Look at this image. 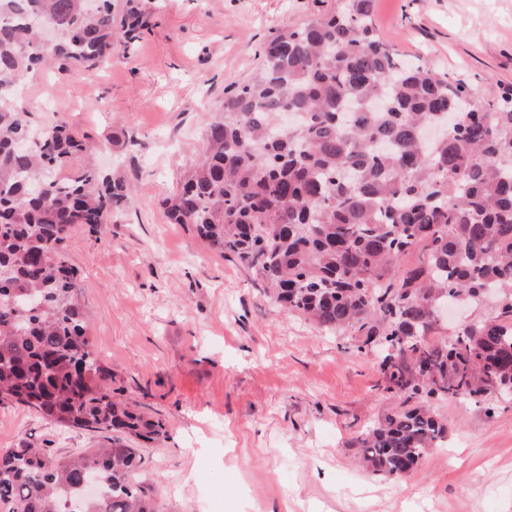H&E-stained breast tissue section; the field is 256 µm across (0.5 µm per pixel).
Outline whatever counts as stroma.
Instances as JSON below:
<instances>
[{"instance_id": "1", "label": "stroma", "mask_w": 512, "mask_h": 512, "mask_svg": "<svg viewBox=\"0 0 512 512\" xmlns=\"http://www.w3.org/2000/svg\"><path fill=\"white\" fill-rule=\"evenodd\" d=\"M344 3L112 0L115 16L132 4L150 26L111 65L23 81L32 126L87 134L102 172L134 190L99 230L74 225L65 252L113 389L165 426L131 442L160 512H512V398L436 402L447 447L406 476L374 475L348 443L387 407L375 352L272 307L249 271L161 204L208 111L252 81L264 45ZM373 19L403 59L472 84L483 102L512 91V0H374ZM107 438L0 404V450L29 441L75 456Z\"/></svg>"}]
</instances>
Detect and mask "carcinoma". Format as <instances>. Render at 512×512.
<instances>
[{"mask_svg":"<svg viewBox=\"0 0 512 512\" xmlns=\"http://www.w3.org/2000/svg\"><path fill=\"white\" fill-rule=\"evenodd\" d=\"M373 0L285 30L257 76L224 92L197 161L161 205L246 268L276 305L381 351V390L397 404L355 440L372 472H412L445 426L434 398L512 395V104L426 61L407 62L372 23ZM112 0H0V402L61 427L165 434L112 394L85 336L64 243L97 228L130 189L88 162L63 122L31 138L16 86L43 63L78 72L109 63ZM56 34L51 48L40 28ZM421 258L408 267L415 250ZM496 295L490 316L430 339L450 295ZM142 457L112 440L61 457L23 444L0 451L6 512H158Z\"/></svg>","mask_w":512,"mask_h":512,"instance_id":"1","label":"carcinoma"}]
</instances>
